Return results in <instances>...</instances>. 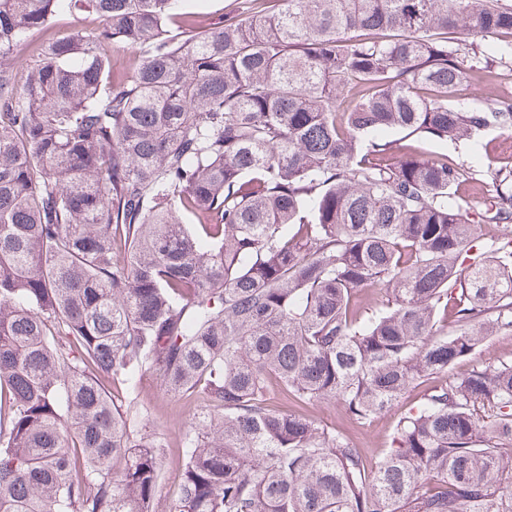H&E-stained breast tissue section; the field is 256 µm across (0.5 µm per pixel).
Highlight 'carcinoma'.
I'll use <instances>...</instances> for the list:
<instances>
[{
    "label": "carcinoma",
    "instance_id": "cac0c4a2",
    "mask_svg": "<svg viewBox=\"0 0 512 512\" xmlns=\"http://www.w3.org/2000/svg\"><path fill=\"white\" fill-rule=\"evenodd\" d=\"M178 2L0 0V512H157L147 374L206 403L168 512H512V355L376 460L272 401L367 423L512 333V135L480 205L374 137L511 128L512 0ZM234 6L233 0H182L179 9L183 12L195 13L207 19H218ZM72 19L69 17H62L58 21L57 25L49 30V31H37L34 30L30 32L27 36V39L20 46H17L15 49V54L17 56H23L27 52L31 51L36 45L41 43L43 40L47 38H58L64 36L69 28L72 25Z\"/></svg>",
    "mask_w": 512,
    "mask_h": 512
}]
</instances>
